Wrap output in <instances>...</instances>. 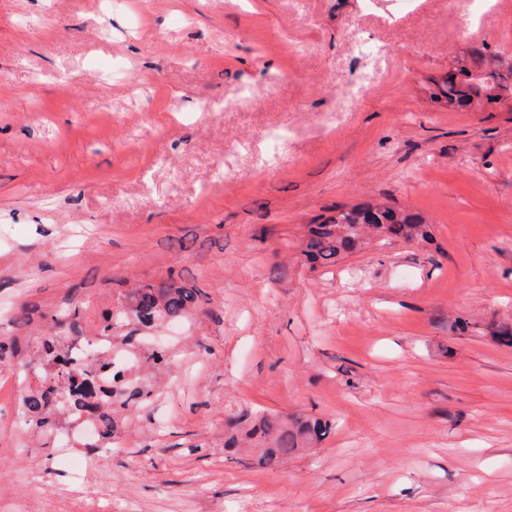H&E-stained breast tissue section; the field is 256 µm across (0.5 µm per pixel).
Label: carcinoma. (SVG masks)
I'll return each instance as SVG.
<instances>
[{
  "label": "carcinoma",
  "mask_w": 512,
  "mask_h": 512,
  "mask_svg": "<svg viewBox=\"0 0 512 512\" xmlns=\"http://www.w3.org/2000/svg\"><path fill=\"white\" fill-rule=\"evenodd\" d=\"M458 84H437L431 97L454 109L470 106L471 94L486 93L487 103L494 104L501 97L493 90L504 80L498 72L485 69L470 79L471 70L459 69ZM363 220L383 233V239L413 240L426 236L424 224L414 214L369 204H358L349 209L340 208L335 215L317 224L308 225L303 254L314 266L336 263L340 254L358 244V230L354 224ZM197 291L179 286L175 281L157 285L147 283L127 292L113 308L103 327V335L122 345L131 344L138 328L150 329L166 321L185 319L192 315ZM17 339L0 340V371L25 372L33 369L31 362L18 356ZM40 366L44 375L22 398L21 405L27 421L41 430L57 428L60 419L67 416L81 418L88 408L97 412L98 438L109 440L118 429L116 415L136 403L150 400L154 390L144 378L132 376V368L118 365L103 354L93 360L81 356L76 348L68 347L58 335H45L38 344ZM158 371H169L176 366L175 356L159 351L148 356ZM330 430L326 421H302L290 428L276 417H269L251 425L245 437L258 446L257 465L266 468L278 466L309 440H319Z\"/></svg>",
  "instance_id": "obj_1"
}]
</instances>
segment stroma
<instances>
[{
	"label": "stroma",
	"instance_id": "1",
	"mask_svg": "<svg viewBox=\"0 0 512 512\" xmlns=\"http://www.w3.org/2000/svg\"><path fill=\"white\" fill-rule=\"evenodd\" d=\"M509 56L512 0H0V339L33 361L138 284L200 291L141 331L181 366L120 445L23 424L38 379L0 373V512H512V101L430 97ZM361 203L426 238L311 267ZM275 412L330 430L225 453ZM360 219L382 229L384 240H413L426 236L424 224L414 214L383 206L371 209V204H358L349 209L339 208L336 215L325 217L318 224L308 225L303 249L306 260L313 267L335 264L342 252L352 250L361 241H358L357 227H353ZM347 225L348 233H340L341 228Z\"/></svg>",
	"mask_w": 512,
	"mask_h": 512
}]
</instances>
